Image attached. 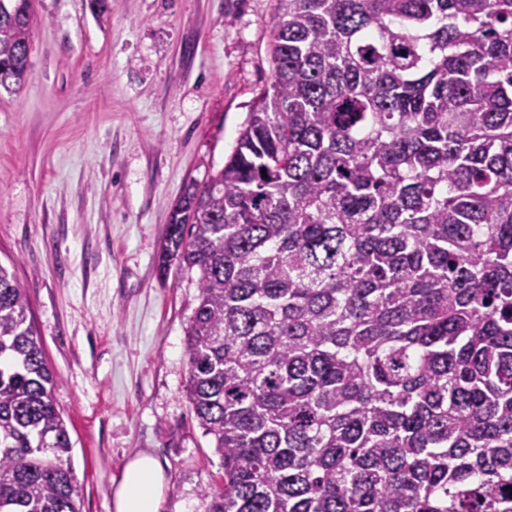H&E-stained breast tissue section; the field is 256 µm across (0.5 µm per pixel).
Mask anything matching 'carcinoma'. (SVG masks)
I'll return each mask as SVG.
<instances>
[{"label": "carcinoma", "mask_w": 512, "mask_h": 512, "mask_svg": "<svg viewBox=\"0 0 512 512\" xmlns=\"http://www.w3.org/2000/svg\"><path fill=\"white\" fill-rule=\"evenodd\" d=\"M31 0H0L20 88ZM273 81L172 208L205 512H512V0H276ZM0 265V512H78Z\"/></svg>", "instance_id": "obj_1"}]
</instances>
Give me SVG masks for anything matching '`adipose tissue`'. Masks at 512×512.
Segmentation results:
<instances>
[{
	"label": "adipose tissue",
	"instance_id": "1",
	"mask_svg": "<svg viewBox=\"0 0 512 512\" xmlns=\"http://www.w3.org/2000/svg\"><path fill=\"white\" fill-rule=\"evenodd\" d=\"M166 484L164 468L156 457L135 455L112 492L113 512H161Z\"/></svg>",
	"mask_w": 512,
	"mask_h": 512
}]
</instances>
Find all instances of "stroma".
I'll list each match as a JSON object with an SVG mask.
<instances>
[{
    "mask_svg": "<svg viewBox=\"0 0 512 512\" xmlns=\"http://www.w3.org/2000/svg\"><path fill=\"white\" fill-rule=\"evenodd\" d=\"M275 0H33L30 70L0 90V262L25 286L70 434L79 512H112L138 452L162 512L222 475L185 395L195 280L158 255L190 182L223 166L272 82Z\"/></svg>",
    "mask_w": 512,
    "mask_h": 512,
    "instance_id": "35a3bbf8",
    "label": "stroma"
}]
</instances>
